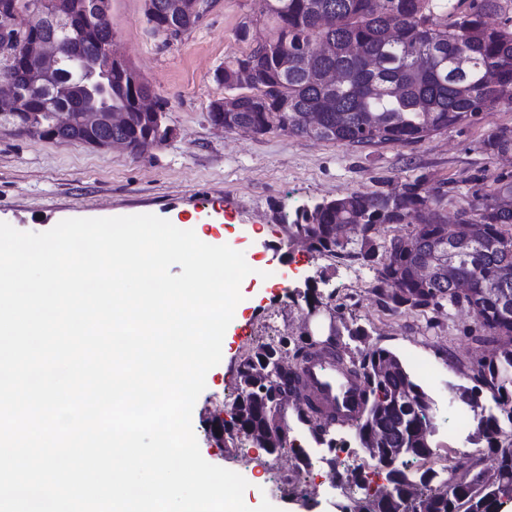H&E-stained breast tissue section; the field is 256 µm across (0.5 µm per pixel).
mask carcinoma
Returning a JSON list of instances; mask_svg holds the SVG:
<instances>
[{
  "label": "carcinoma",
  "mask_w": 512,
  "mask_h": 512,
  "mask_svg": "<svg viewBox=\"0 0 512 512\" xmlns=\"http://www.w3.org/2000/svg\"><path fill=\"white\" fill-rule=\"evenodd\" d=\"M73 5L64 35L62 61L45 80V92L29 93L23 60L14 65L16 104L13 126L32 117L50 126L49 113L74 114L73 136L87 139L108 132L142 155L165 138L158 113L144 110V88L131 83L126 63L97 74L94 87L77 77L72 55L96 68L109 39L107 21ZM146 16L161 38L182 37L200 21L189 0H152ZM269 32L242 22L237 39L247 51L217 67L214 81L224 87V104L212 101L210 124L240 126L256 135L288 134L346 147L418 143L449 127L474 123L505 103L512 105V0H264ZM32 42L57 37L50 26L10 31ZM331 72L340 74L334 84ZM126 112L127 123L107 130L83 122L87 112ZM481 149L493 158H512V128L489 133ZM473 180L466 206L450 226L440 208L441 187L426 176L390 190L351 191L295 212L289 239L306 251L372 265L373 292L394 313L465 308L477 321L475 340L498 343V351L471 369L475 385L451 389L448 406L468 409L475 425L473 444L493 458L488 470L473 463L459 477L426 468L407 470V458L433 455L435 426L428 418L431 398L400 359L382 347L352 358L346 367L363 383V410L353 422L355 437L375 462L370 472L351 473L361 497L358 512H500L512 496V315L500 313V294L512 297V172L493 176V189ZM350 226L341 239L337 229ZM394 228V234L384 232ZM342 328L336 337L359 340L360 326H348L343 307H333ZM269 343L250 349L238 368L232 425L274 453L308 461L280 426L273 405L281 392L298 402L297 416L315 441L334 426L322 420L302 395L301 365L311 346L296 344L288 368L264 382ZM493 405L481 401L482 388Z\"/></svg>",
  "instance_id": "1"
}]
</instances>
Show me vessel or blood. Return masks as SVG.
<instances>
[{
	"mask_svg": "<svg viewBox=\"0 0 512 512\" xmlns=\"http://www.w3.org/2000/svg\"><path fill=\"white\" fill-rule=\"evenodd\" d=\"M361 391L360 380L335 353L318 350L304 365L303 393L321 408L326 419L354 422L360 412Z\"/></svg>",
	"mask_w": 512,
	"mask_h": 512,
	"instance_id": "vessel-or-blood-1",
	"label": "vessel or blood"
}]
</instances>
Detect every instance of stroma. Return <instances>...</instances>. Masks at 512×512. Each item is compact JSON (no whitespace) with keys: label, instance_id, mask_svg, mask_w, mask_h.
Segmentation results:
<instances>
[{"label":"stroma","instance_id":"stroma-1","mask_svg":"<svg viewBox=\"0 0 512 512\" xmlns=\"http://www.w3.org/2000/svg\"><path fill=\"white\" fill-rule=\"evenodd\" d=\"M259 16L258 0H216L182 42L166 47L149 29L144 0H112L107 21L125 59L162 99L174 138L135 156L30 137L0 125V222L43 232L70 218L153 214L204 230L216 244L243 252L248 265L279 272L285 279L279 288L264 278L242 281L243 299L225 332L222 359L206 375L192 427L207 462L247 480L248 506L266 500L279 512H338L348 499L329 483V468L321 461L326 450L315 445L294 406L284 410L288 434L302 448L315 449L320 460L312 466L267 454L247 441L231 445L211 436V420L230 411L237 396L239 357L259 343L302 339L308 317L329 324L325 312L311 313L307 303L327 297L342 305L346 322L367 331L364 341H347V355L373 346L393 352L430 395L434 414L443 417L451 385L465 383L466 372L492 347L473 341L476 321L467 311L424 316L385 311L371 290V269L361 268L354 280L346 265L289 244L288 227L272 208L291 214L325 198L381 189L387 178L425 175L442 185V211L455 214L465 205L474 176L506 169V162L482 151L481 142L496 128L512 126V106H497L479 122L405 146L358 149L277 133L216 130L206 118L210 102L224 95L214 71L225 58L245 51L237 28L244 18ZM308 276L318 278L316 288H305ZM473 430L462 418L440 427L435 437L451 444L465 469L486 454L470 443Z\"/></svg>","mask_w":512,"mask_h":512}]
</instances>
